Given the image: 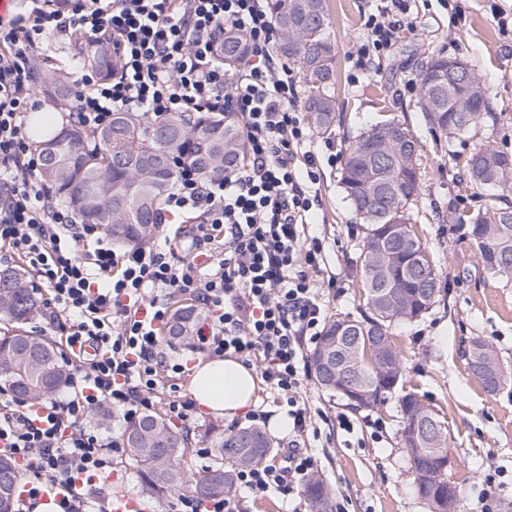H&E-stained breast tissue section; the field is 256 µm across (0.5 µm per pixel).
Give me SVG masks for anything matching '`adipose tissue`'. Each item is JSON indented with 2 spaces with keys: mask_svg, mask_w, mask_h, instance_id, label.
<instances>
[{
  "mask_svg": "<svg viewBox=\"0 0 512 512\" xmlns=\"http://www.w3.org/2000/svg\"><path fill=\"white\" fill-rule=\"evenodd\" d=\"M257 383L252 368L232 357L217 358L196 367L190 390L206 413L230 420L255 404Z\"/></svg>",
  "mask_w": 512,
  "mask_h": 512,
  "instance_id": "obj_1",
  "label": "adipose tissue"
}]
</instances>
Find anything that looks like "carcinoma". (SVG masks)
<instances>
[{
  "instance_id": "obj_1",
  "label": "carcinoma",
  "mask_w": 512,
  "mask_h": 512,
  "mask_svg": "<svg viewBox=\"0 0 512 512\" xmlns=\"http://www.w3.org/2000/svg\"><path fill=\"white\" fill-rule=\"evenodd\" d=\"M270 15L278 32L274 45L278 56L299 70L308 93L304 111L314 128L327 132L336 112V54L327 33V0H268ZM75 56L104 74L118 70V61L104 40L78 39ZM224 67L233 70L247 55L246 37L224 31L215 45ZM448 69V57L438 53L428 57L418 80L420 107L436 133L445 139L468 135L485 119H496L488 111L487 86L482 77L470 71V94L454 101L443 100L429 107L424 96L429 82L440 70ZM364 129L346 147L341 176L345 198L365 224L359 277L366 311L359 319L336 318L326 326L310 353L315 381L323 383L317 360L330 347L340 354L336 330L342 328L362 338L387 336L394 373L383 374L381 367L365 360L359 375L350 379L354 387L375 385L385 402L398 389L402 378L400 350L392 335L393 320L381 311L379 293L396 295L393 312L401 320L412 321L426 314L435 301H424V281H440L439 272L414 230L411 209L421 194L420 142L411 129L394 119ZM42 155L40 179L58 194L85 224L101 227L112 240L136 244L153 237L164 192L172 180L173 160L182 155L200 174H230L239 165L246 149L239 116L234 112H171L158 121H148L136 112H114L112 123L99 131L89 144L85 131L71 125L55 131L51 112L39 114L33 123ZM504 150L486 142L476 146L466 161L470 182L477 189L492 180L502 191L512 192V170L497 168ZM459 227L480 231L475 241L478 252L495 251L501 265L489 270L493 276H512V205L508 200L477 211L455 214ZM43 295L30 271L20 265L0 267V319L26 321L42 313ZM201 312L191 304L176 307L166 330L167 340L179 333L182 340L192 337ZM70 376L58 346L45 339L17 330L0 336V389L26 398L40 399L60 392ZM260 440V447L244 444L247 434ZM129 457L137 464L146 487L164 494L186 485L183 469L184 438L158 413H146L125 429ZM209 441L215 463L194 477L193 492L199 497L224 495L231 491L235 471L266 460L269 448L263 431L242 428L230 432L214 430ZM414 480L427 473L429 463L418 447L407 449ZM17 473L13 463L0 456V512H14ZM304 492L314 512H333L334 493L320 477L306 480Z\"/></svg>"
}]
</instances>
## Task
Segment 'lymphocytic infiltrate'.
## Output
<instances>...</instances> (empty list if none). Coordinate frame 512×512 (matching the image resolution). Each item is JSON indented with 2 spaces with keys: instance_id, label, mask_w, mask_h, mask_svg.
<instances>
[{
  "instance_id": "obj_1",
  "label": "lymphocytic infiltrate",
  "mask_w": 512,
  "mask_h": 512,
  "mask_svg": "<svg viewBox=\"0 0 512 512\" xmlns=\"http://www.w3.org/2000/svg\"><path fill=\"white\" fill-rule=\"evenodd\" d=\"M412 27L406 0H380L355 45L356 67ZM227 29L250 45L232 74L215 53L214 38ZM78 34L108 39L120 61L109 82L76 71L70 113L87 134L129 110L153 120L235 112L243 121L246 152L233 173L206 178L174 163L163 209L197 223L182 259L169 248H112L100 228L53 203L38 177L40 155L26 133V114L39 104L31 61L44 37ZM275 38L266 0H29L25 12L0 16V254L46 288L50 323L75 368L63 398L11 397L0 407V440L20 473L16 512H35L49 485L61 493L57 512H112L123 433L103 436L89 416L106 404L132 420L155 405L164 374L184 373L163 355L156 332L170 317L163 297L172 292L196 297L207 311L198 352L261 354L263 377L287 405L293 432L312 428L299 391L308 376L304 346L325 322L317 296L324 245L303 230L318 200L317 156L307 148L296 83L270 52ZM85 345L95 348L93 358L78 355ZM36 407L43 414L35 418ZM315 467L292 448L285 464L239 470L230 494L183 502L189 512H239L242 494H292Z\"/></svg>"
}]
</instances>
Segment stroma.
<instances>
[{"label": "stroma", "mask_w": 512, "mask_h": 512, "mask_svg": "<svg viewBox=\"0 0 512 512\" xmlns=\"http://www.w3.org/2000/svg\"><path fill=\"white\" fill-rule=\"evenodd\" d=\"M329 32L336 45V122L331 133L313 134L319 159L318 199L310 234L325 244L321 289L326 319L359 317L357 286L364 232L339 184L343 153L366 125L393 117L405 123L421 145L422 194L412 208L415 229L441 275L439 296L422 318L395 324L392 333L403 358V392H410L444 417L450 431L448 478L458 490L457 512H512V280L483 270L474 246L453 221L457 210H476L494 199V190L474 193L463 163L475 146L491 141L512 152V30L493 19L497 9L512 14V0H409L416 21L390 52L366 69H356L349 49L364 33L375 0H327ZM38 56L33 92L61 126L71 124L68 105L44 91L58 76L73 83L71 42L50 37ZM443 53L468 63L488 86L497 124H480L469 137L437 143L417 95V75L428 55ZM492 344L507 380L487 393L467 369L472 339ZM301 396L316 431L302 448L316 459L315 473L335 491V512H430L413 483L401 443L397 397L373 411H355L307 378ZM211 415L192 410L177 430L188 443L185 465L197 475L210 465L200 457ZM112 490L149 500L155 512H175L176 495H149L139 472L122 460Z\"/></svg>", "instance_id": "35a3bbf8"}]
</instances>
